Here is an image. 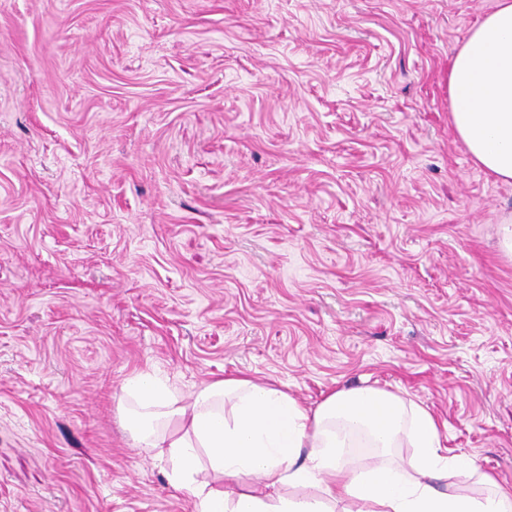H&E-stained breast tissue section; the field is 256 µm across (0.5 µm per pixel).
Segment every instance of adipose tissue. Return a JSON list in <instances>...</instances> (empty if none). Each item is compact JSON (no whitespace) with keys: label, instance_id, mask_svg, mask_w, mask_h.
<instances>
[{"label":"adipose tissue","instance_id":"ef3b65f1","mask_svg":"<svg viewBox=\"0 0 512 512\" xmlns=\"http://www.w3.org/2000/svg\"><path fill=\"white\" fill-rule=\"evenodd\" d=\"M450 120L473 164L512 182V0L472 27L448 65ZM134 405L127 426L139 447L165 450L170 485L193 498L196 512H512V490L482 475L492 491L474 497L437 488V480L474 473L467 457L449 455L437 420L425 408L373 388L331 392L308 409L280 389L244 377L206 383L192 400L157 374L144 372L124 387ZM366 433L375 448L407 437L414 453L367 469L336 456L347 437ZM214 475H252L248 491L198 480L200 454ZM320 489L294 498L293 490Z\"/></svg>","mask_w":512,"mask_h":512}]
</instances>
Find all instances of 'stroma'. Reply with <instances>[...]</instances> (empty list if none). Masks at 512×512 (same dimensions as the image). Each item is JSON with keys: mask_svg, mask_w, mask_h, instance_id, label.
<instances>
[{"mask_svg": "<svg viewBox=\"0 0 512 512\" xmlns=\"http://www.w3.org/2000/svg\"><path fill=\"white\" fill-rule=\"evenodd\" d=\"M494 0H0V512H194L141 372L371 387L512 489V184L449 120Z\"/></svg>", "mask_w": 512, "mask_h": 512, "instance_id": "obj_1", "label": "stroma"}]
</instances>
